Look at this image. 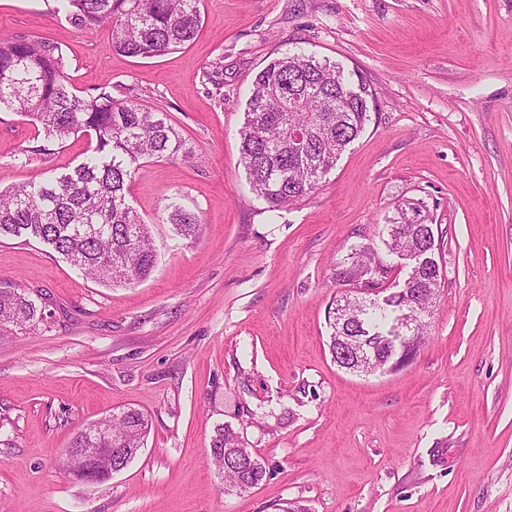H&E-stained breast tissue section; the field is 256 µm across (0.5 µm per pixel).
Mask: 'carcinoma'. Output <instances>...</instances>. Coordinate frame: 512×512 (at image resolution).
I'll list each match as a JSON object with an SVG mask.
<instances>
[{
    "label": "carcinoma",
    "instance_id": "cac0c4a2",
    "mask_svg": "<svg viewBox=\"0 0 512 512\" xmlns=\"http://www.w3.org/2000/svg\"><path fill=\"white\" fill-rule=\"evenodd\" d=\"M201 0H62L61 10L75 27L107 26L112 46L129 56L153 57L193 41L202 24ZM0 107L40 124L43 140L28 147L32 156L81 135L95 136L92 155L72 171L0 190V239H36L92 279L134 284L155 265L150 227L130 205L127 181L151 160L190 154L162 112L115 99L110 91L88 97L75 92L59 46L20 35L0 36ZM371 120L363 80L334 62L286 53L255 77L239 130L241 160L252 191L279 209L314 192L341 154ZM167 221L184 238L196 235L199 216L174 202L164 206ZM386 256L369 247L336 263V283L378 286L364 270L379 263L437 250L434 227L406 217L385 225ZM441 287L433 272L413 270L412 280L379 302L348 299L354 324L371 353L389 358L386 337L394 335L400 309L418 321L424 334ZM42 296L0 288V327L23 331L48 318L37 305ZM150 431L148 416L128 409L86 425L71 438L73 448H124L134 458ZM212 461L224 481L249 486L266 469L240 447L230 427L216 429Z\"/></svg>",
    "mask_w": 512,
    "mask_h": 512
}]
</instances>
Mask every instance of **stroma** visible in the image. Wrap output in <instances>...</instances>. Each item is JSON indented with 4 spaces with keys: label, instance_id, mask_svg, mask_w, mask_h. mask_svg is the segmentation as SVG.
Listing matches in <instances>:
<instances>
[{
    "label": "stroma",
    "instance_id": "stroma-1",
    "mask_svg": "<svg viewBox=\"0 0 512 512\" xmlns=\"http://www.w3.org/2000/svg\"><path fill=\"white\" fill-rule=\"evenodd\" d=\"M57 6L0 0V35L57 44L77 93L166 113L193 155L130 184L157 253L142 282L0 241V288L49 312L0 336V512H512V0H201L194 42L150 58ZM298 49L358 71L371 120L314 193L272 211L237 132L258 72ZM38 133L0 111V188L95 146L25 159ZM168 198L199 215L194 238ZM404 211L442 241L425 343L401 370L346 371L329 351L334 266ZM128 407L149 418L138 456L104 483L64 474L74 434ZM221 425L264 463L259 486L225 492ZM163 210H169L167 221L169 224L176 226L180 235L184 238L195 237L201 223L198 215L182 208L173 201L165 205Z\"/></svg>",
    "mask_w": 512,
    "mask_h": 512
}]
</instances>
